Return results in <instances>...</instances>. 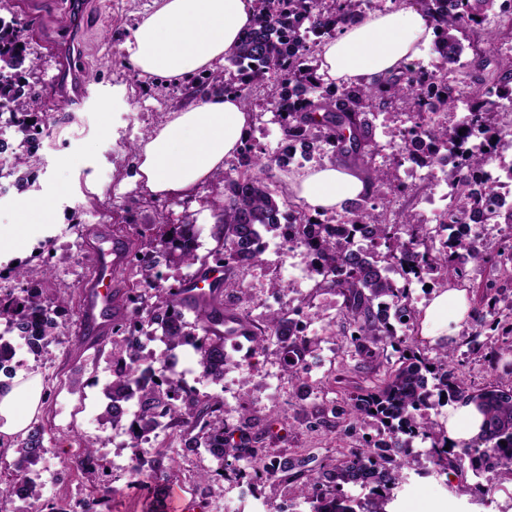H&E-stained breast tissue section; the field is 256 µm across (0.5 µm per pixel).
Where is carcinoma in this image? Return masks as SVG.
<instances>
[{
	"mask_svg": "<svg viewBox=\"0 0 512 512\" xmlns=\"http://www.w3.org/2000/svg\"><path fill=\"white\" fill-rule=\"evenodd\" d=\"M387 0H255L251 23L243 30L239 44L225 57L224 73L210 75L188 92L200 96L233 92L252 108L254 93L269 89L264 110L272 114L283 135L302 134L305 141L323 150V156L336 166L357 168L368 178L367 190L345 202L341 210L329 214L312 213L295 197L288 205L298 209L300 224L288 239L306 249L311 273L316 275L312 291L296 306L285 310L253 315L248 311L251 297L237 280L240 268L261 261L251 249L258 235L276 228L279 201L271 186L278 183L275 160L244 142L232 166L233 176L224 177V202L215 214V247L204 256L194 224H132L134 240L126 249L125 268L146 273L160 260L172 266L195 264L199 268L169 285L152 290L133 282L123 289L120 303L113 306L111 363L113 378L103 388L105 423L119 428L128 437L131 449V477L138 481L170 480L174 458L166 451L143 457L142 445L150 434L168 430L180 439L181 448L195 453L203 448L224 469L269 489L273 499L289 496L310 504L312 512H356L344 493V486L360 484L370 488L375 498L366 512H387L395 499V490L404 481L403 470L409 444L419 439L429 443L428 465L418 474L442 477L459 476L471 471L478 478L488 469L486 458L494 457L493 469L501 477L512 479V386L490 381L480 388L468 386L459 374L462 363L452 351L428 356L409 336L416 322L412 301L413 279L436 275L435 281L466 276L467 261L512 262V240L498 243L493 250L480 249L472 241L448 237L437 241L426 225L404 210H391L392 200L383 194L406 197L413 189L405 185L394 168H373L367 158L378 151L375 131L377 116L388 107L407 105L405 123L398 130L403 144L422 134L429 141V152L422 164L428 165L435 152L445 145L465 144L455 124L434 121L427 116L425 99L438 98L440 111L457 108L462 91L450 79L462 52L459 35L465 30L484 29L486 0H404L417 4L435 29V43L442 45L440 65L431 70L408 62L401 71L370 84L328 82L318 73L319 46L344 27L373 11L386 9ZM25 28L15 18L0 16V115H30L28 108L37 96L34 81L36 62L29 58ZM474 88L468 92L467 110L477 114L476 130L482 148H465L458 167L448 173L453 206L448 221L458 224L467 213L484 207L500 218L493 208L492 193L479 195L474 190L478 173L488 165L503 127L512 122L500 111V101L512 98V57L490 60L481 55L470 63ZM303 88V98L295 103L284 95L288 86ZM47 121V113L27 125L24 140L12 143L6 138L10 119L0 126V155L12 159L11 174L23 166L41 164L36 135ZM324 217L318 229L308 232L312 216ZM347 224L350 230L339 237L330 224ZM368 226L365 242L354 236L358 226ZM224 268V278L211 284L208 295L189 303L179 290L206 277L210 267ZM13 286H0V325L5 333H14L25 341L35 355L47 351L51 330L60 327L73 302L74 293L61 295L41 286L29 277L30 270L20 264L12 268ZM322 291L340 297L341 336L353 347L361 361L377 368L387 359L385 347L398 353L396 364L387 368L379 384L360 393H352L345 402L344 433L357 434L366 419L374 420L380 439L361 435L358 446L340 453L327 463L315 455L290 458L267 449L258 454L255 445L260 435L269 433V424L245 416L235 428L224 420V398L199 396L186 382L175 380L168 358L185 345L194 351L202 374L218 383L224 380V321L242 323L253 343L254 355L275 356L283 372L294 382L303 397L310 386L303 378V363L311 339L291 330L293 317L310 306ZM482 301L487 311L473 313L475 326L501 331V342L512 344V322L501 321L499 303L512 310V301L500 298L498 288L489 283ZM392 304L401 322L396 332L381 316V304ZM194 313L190 321L186 312ZM160 333L166 346L165 358L155 365L141 363L146 330ZM14 344L0 333V370L11 374ZM436 384L429 385L428 379ZM135 402V417L127 413V404ZM475 402L485 416L478 441L466 448L446 449L447 439L441 427L429 417V411L442 403ZM45 430L34 426L21 439L16 453L17 471L13 485L25 490V498L39 497V486L28 476L30 467L43 458ZM507 445H502V442ZM71 466L91 484L98 479L101 464L91 445H86Z\"/></svg>",
	"mask_w": 512,
	"mask_h": 512,
	"instance_id": "1",
	"label": "carcinoma"
}]
</instances>
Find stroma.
<instances>
[{"instance_id":"stroma-1","label":"stroma","mask_w":512,"mask_h":512,"mask_svg":"<svg viewBox=\"0 0 512 512\" xmlns=\"http://www.w3.org/2000/svg\"><path fill=\"white\" fill-rule=\"evenodd\" d=\"M154 6V0H87L86 11L77 21L61 15L50 0H11L14 15L29 26L30 50L39 60L45 85H52L59 68L69 62L66 37L77 27L86 35L85 60L93 79L83 110H76L73 101L53 97L49 120L52 136L40 141L42 163L31 173V186L23 192L12 187L0 194V225L17 223L22 194H52L57 219L30 241L24 253L32 268L57 271V278L47 282L49 288L81 286L88 274L87 258L70 243L79 232L87 233L97 226L107 227L113 237L126 241L132 237V224H154L164 218L172 224L196 225L200 254H207L215 245L214 204L224 189L223 175H216L183 198L153 197L129 180L135 160L131 146L163 123L186 98L185 83H157L140 77L125 52V42ZM303 261L298 252L285 249L265 256L262 263L242 273L245 287L254 295L256 312L266 311L273 285L291 288L294 269ZM491 281L504 297L512 299V276L487 264H468L467 276L459 285L476 304L485 284ZM313 310L314 343L304 370V379L313 388L309 398L296 393L271 357L261 360L259 373L249 384H241L238 372H230L229 389L224 392L202 377L192 350L179 349L178 356L191 370L190 385L203 394L223 395L228 426H236L247 409L257 418L277 420L276 435L264 440L273 452L293 456L309 449L330 460L356 443L355 438L344 434V415H332V408L342 406L347 395L371 387L376 373L361 367L352 347L340 336L337 296L319 294ZM475 330L473 321L465 320L447 342L449 349L466 359L462 369L466 381L477 386L491 380L511 385L512 352L497 349L492 362L484 354H470L469 342ZM15 347L16 369L39 374L50 393L36 418L46 429L47 452L31 469L40 486L39 499L7 497L0 500V512H49L52 504L61 501L67 502L72 512H144L152 490L128 474L126 435L101 419L105 406L102 389L111 378V370L106 360L97 358L95 341L79 345L62 335L40 357L31 354L23 341H16ZM316 408L326 410L327 423L312 429L307 417ZM85 439L95 442L115 497H92L85 482L70 468ZM182 466L179 483L194 491L191 512H267L263 496H240L222 477L206 485L196 484L195 472L216 467L206 451L188 455ZM475 483L472 476L463 480L455 477L446 483L412 475L397 491L391 509L427 512L430 503L439 502L447 512H496L497 507L477 504Z\"/></svg>"}]
</instances>
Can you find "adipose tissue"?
Wrapping results in <instances>:
<instances>
[{
    "label": "adipose tissue",
    "mask_w": 512,
    "mask_h": 512,
    "mask_svg": "<svg viewBox=\"0 0 512 512\" xmlns=\"http://www.w3.org/2000/svg\"><path fill=\"white\" fill-rule=\"evenodd\" d=\"M253 12L254 0H156L126 41L125 52L139 75L156 80L210 73L238 45ZM433 36V27L416 7L377 12L321 45L319 72L337 82L381 80L411 61ZM250 122L237 95L214 94L190 102L170 112L139 143L131 179L156 197L187 195L223 170L225 160L239 151ZM366 186L362 171L328 164L306 170L291 182L290 190L312 211L329 212L362 194ZM19 211V223L0 225V251L21 250L54 218L52 202L45 196L23 197ZM469 312L465 289L435 292L420 309V334L434 344L445 342ZM46 400L38 375L0 373V448L9 449L26 433ZM482 422L475 405L452 406L443 423L449 445H472Z\"/></svg>",
    "instance_id": "obj_1"
}]
</instances>
